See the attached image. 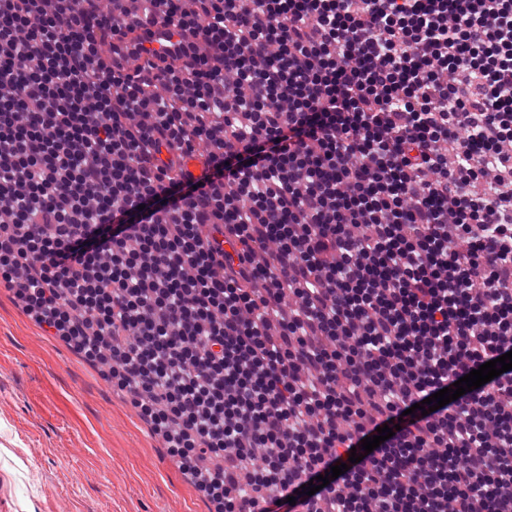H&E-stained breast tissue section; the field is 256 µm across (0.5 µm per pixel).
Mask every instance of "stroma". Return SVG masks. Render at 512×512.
<instances>
[{"label": "stroma", "instance_id": "35a3bbf8", "mask_svg": "<svg viewBox=\"0 0 512 512\" xmlns=\"http://www.w3.org/2000/svg\"><path fill=\"white\" fill-rule=\"evenodd\" d=\"M100 368L0 286V512H214Z\"/></svg>", "mask_w": 512, "mask_h": 512}]
</instances>
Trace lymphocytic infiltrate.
<instances>
[{
    "label": "lymphocytic infiltrate",
    "instance_id": "obj_1",
    "mask_svg": "<svg viewBox=\"0 0 512 512\" xmlns=\"http://www.w3.org/2000/svg\"><path fill=\"white\" fill-rule=\"evenodd\" d=\"M143 2L0 0V282L215 512H512V370L414 409L512 351V0Z\"/></svg>",
    "mask_w": 512,
    "mask_h": 512
}]
</instances>
